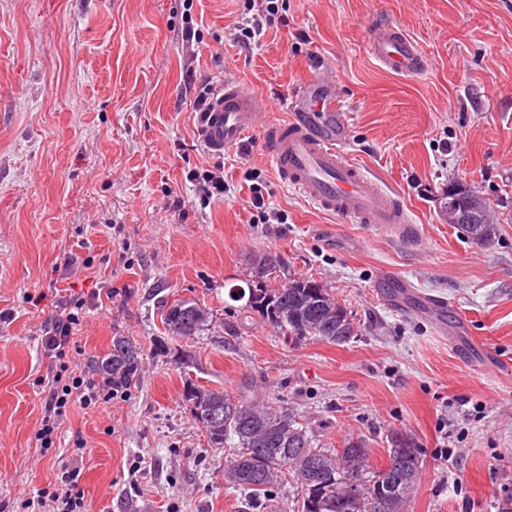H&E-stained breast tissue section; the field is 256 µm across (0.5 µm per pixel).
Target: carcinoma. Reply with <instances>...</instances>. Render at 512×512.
I'll return each mask as SVG.
<instances>
[{
    "label": "carcinoma",
    "instance_id": "obj_1",
    "mask_svg": "<svg viewBox=\"0 0 512 512\" xmlns=\"http://www.w3.org/2000/svg\"><path fill=\"white\" fill-rule=\"evenodd\" d=\"M456 200L459 220L455 226L478 243H489L497 225L489 218L490 204L472 189L451 185L440 196L441 211ZM280 261L269 253L255 261L251 278L245 281L238 312L245 320L258 315L277 329L287 341L308 337L332 344L349 342L357 334L353 312L321 282L308 276L288 275L277 285L271 276ZM256 280L265 288L257 302L247 304ZM212 322L210 310L201 302L183 298L173 302L162 318L165 334L174 338L198 336ZM140 349L123 336L112 339V348L95 362L96 370L112 377V388L127 390L138 380ZM186 399L194 421L204 432L207 445L222 448L230 444V459L224 466V485L259 503L284 484H294L297 496L281 506L283 512H360L358 498L385 491L382 512H407L409 493L414 487L422 458L415 440L411 450L399 452L393 435H388L387 457L391 467L370 463L371 448L362 440H348L341 448H327L316 442L288 408L224 389L186 383ZM223 414L212 421L209 416Z\"/></svg>",
    "mask_w": 512,
    "mask_h": 512
}]
</instances>
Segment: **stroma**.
<instances>
[{
	"instance_id": "35a3bbf8",
	"label": "stroma",
	"mask_w": 512,
	"mask_h": 512,
	"mask_svg": "<svg viewBox=\"0 0 512 512\" xmlns=\"http://www.w3.org/2000/svg\"><path fill=\"white\" fill-rule=\"evenodd\" d=\"M245 0H0V512H28L80 462L85 512H258L224 486L186 381L281 399L323 443L411 434L423 468L407 512L512 507V0H287L251 48L228 40ZM193 17L203 42L181 38ZM419 43L425 74L380 69L373 28ZM352 117L349 150L399 192L421 230L405 249L365 234L282 184L261 132L224 154L202 146L189 78L237 81L262 124L318 67ZM223 168V199L198 190ZM259 180L278 224L250 203ZM491 206L497 237L467 240L440 212L448 183ZM180 207H173V200ZM281 274L331 288L358 334L285 341L253 318L237 336L230 287L263 253ZM447 300L429 312L417 293ZM210 309L208 330L165 336L164 304ZM86 370L124 336L142 350L136 385L70 402L50 448L44 387L66 380L41 346L62 304ZM195 363L181 370L176 354Z\"/></svg>"
}]
</instances>
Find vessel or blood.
<instances>
[{
  "instance_id": "1",
  "label": "vessel or blood",
  "mask_w": 512,
  "mask_h": 512,
  "mask_svg": "<svg viewBox=\"0 0 512 512\" xmlns=\"http://www.w3.org/2000/svg\"><path fill=\"white\" fill-rule=\"evenodd\" d=\"M369 54L380 69L403 78L420 77L427 68L415 39L389 24L376 28ZM286 107L287 121L265 130L270 163L280 180L318 209L361 225L366 233L418 245L421 233L407 208L347 150L351 115L334 76L318 70L299 85ZM258 124L254 98L228 82L206 107L198 135L209 151L221 152L239 144Z\"/></svg>"
}]
</instances>
